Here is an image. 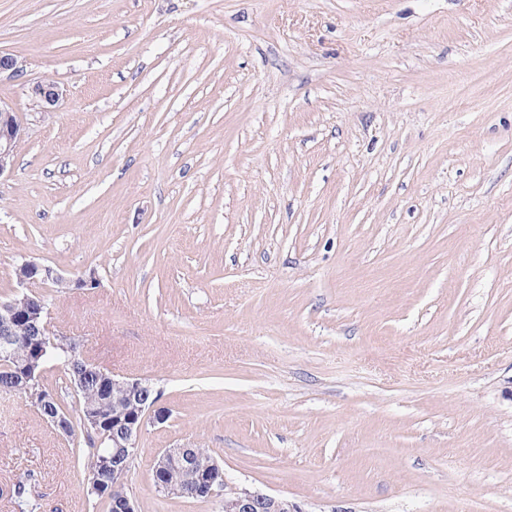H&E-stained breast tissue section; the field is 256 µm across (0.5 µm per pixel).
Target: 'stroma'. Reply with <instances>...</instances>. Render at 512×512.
Here are the masks:
<instances>
[{"label":"stroma","instance_id":"obj_1","mask_svg":"<svg viewBox=\"0 0 512 512\" xmlns=\"http://www.w3.org/2000/svg\"><path fill=\"white\" fill-rule=\"evenodd\" d=\"M0 51V295L95 271L50 317L161 393L138 512H221L156 491L180 446L306 512H512V0H0ZM88 474L0 393V512H106ZM26 92L30 105L36 112H51L62 95L58 82L51 75H45L30 83ZM22 132L23 125L13 109L0 103V179L12 172L16 143ZM11 504L12 512H38L40 509L38 499L30 493L22 482L15 485Z\"/></svg>","mask_w":512,"mask_h":512}]
</instances>
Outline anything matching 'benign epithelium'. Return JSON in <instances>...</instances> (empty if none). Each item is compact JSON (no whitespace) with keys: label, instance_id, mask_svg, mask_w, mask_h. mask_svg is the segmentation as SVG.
<instances>
[{"label":"benign epithelium","instance_id":"1","mask_svg":"<svg viewBox=\"0 0 512 512\" xmlns=\"http://www.w3.org/2000/svg\"><path fill=\"white\" fill-rule=\"evenodd\" d=\"M4 73L11 77H18L22 70L16 57L0 52V75ZM61 95V88L51 75H45L27 87V97L32 109L36 112L51 111ZM22 132L23 125L13 109L0 104V178L12 172L16 143ZM38 279L44 282L49 281L59 288L71 287V281L52 268L26 260L18 266V289L8 301L0 300V310L9 311L7 316L0 313V352L11 351L14 362L27 367L26 373L22 376L27 394L41 387L42 371L28 367V354L17 353L16 345L23 343L24 339L16 334L18 321L15 318V312L31 301V283ZM25 326L35 336H48L51 333L49 320L40 318L37 313L25 322ZM104 382L112 396V447L116 448V452L112 454V510L113 512H137L134 499L120 495L118 491L125 489L124 479L129 472L137 441L145 424L149 421L162 423L165 421V416L159 411L153 414L151 409L139 406L147 390L150 389L148 380L142 378L120 380L106 375ZM172 470L181 472L200 485L205 483L204 473L200 471L196 455L190 448H167L157 455L153 462L152 473L158 489L167 496H178L182 494L181 484L161 480V477ZM206 492L208 499L222 500V512H305L295 501L259 491L244 490L229 498L224 496L222 490L216 491L208 487Z\"/></svg>","mask_w":512,"mask_h":512}]
</instances>
